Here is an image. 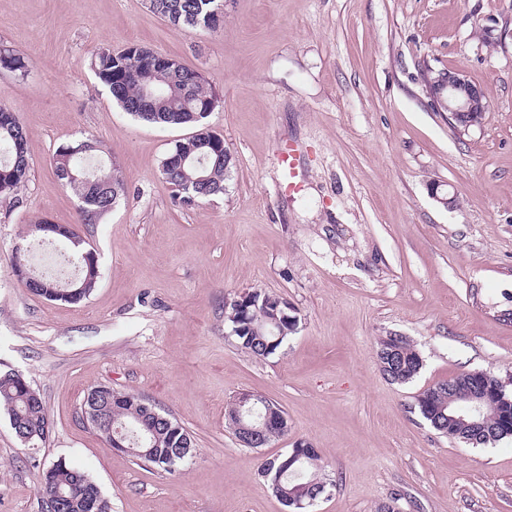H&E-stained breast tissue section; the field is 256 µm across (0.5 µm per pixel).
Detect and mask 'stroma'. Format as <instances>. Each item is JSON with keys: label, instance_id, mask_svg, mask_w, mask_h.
<instances>
[{"label": "stroma", "instance_id": "35a3bbf8", "mask_svg": "<svg viewBox=\"0 0 512 512\" xmlns=\"http://www.w3.org/2000/svg\"><path fill=\"white\" fill-rule=\"evenodd\" d=\"M129 44L176 57L215 92L204 124L232 157L223 195L179 204L160 163L194 126L138 121L95 77L100 47ZM1 47L28 62L23 76L0 67V105L27 132L30 172L0 203V370L31 383L50 432L21 444L0 411V512H43L41 476L59 459L112 512H286L261 467L301 440L328 481L312 512H512V438L457 443L416 407L456 374H512V0H224L223 24L200 32L147 0H0ZM429 67L481 87L480 126L432 109ZM85 138L127 187L97 224L51 165ZM290 148L291 172L279 161ZM43 218L97 253L81 303L13 275L17 247L39 252L26 227ZM244 291L298 318L274 355L229 333L224 304ZM390 334L422 357L410 383L380 369ZM100 385L176 420L191 457L167 472L113 449L80 417ZM242 392L277 404L287 433L241 447L224 414Z\"/></svg>", "mask_w": 512, "mask_h": 512}]
</instances>
